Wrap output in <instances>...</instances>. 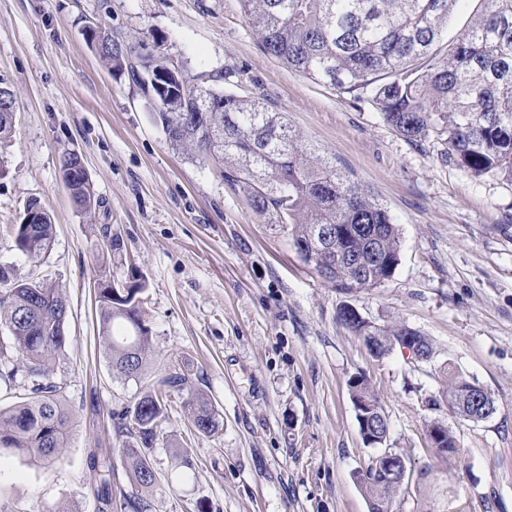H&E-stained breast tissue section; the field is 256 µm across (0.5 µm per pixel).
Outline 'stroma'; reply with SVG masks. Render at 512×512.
Instances as JSON below:
<instances>
[{"label": "stroma", "mask_w": 512, "mask_h": 512, "mask_svg": "<svg viewBox=\"0 0 512 512\" xmlns=\"http://www.w3.org/2000/svg\"><path fill=\"white\" fill-rule=\"evenodd\" d=\"M92 24L178 63L188 84L211 74L218 89L285 113L395 217L394 275L349 294L328 287L288 226L256 214L218 164L168 146L141 91L86 43ZM0 86L16 95L12 135L0 142V264L66 291L57 377L72 418L54 462L0 448V512H102L93 453L112 466L111 512L132 489L128 437L112 414L141 387L113 373L101 346V278L145 280L150 376L185 367L223 421L199 434L171 398L147 451L157 477L147 512H369L356 473L372 450L348 387L361 373L388 417V447L412 470L393 512H512L511 186L448 164L437 138L400 136L370 91L338 90L268 55L239 0H0ZM67 151L83 159L101 208L73 204L60 172ZM31 199L55 226L36 261L2 230L21 223ZM344 303L419 330L433 358L398 347L371 357L338 322ZM452 367L492 396L490 417L449 411ZM436 422L455 435L461 466L429 454Z\"/></svg>", "instance_id": "stroma-1"}]
</instances>
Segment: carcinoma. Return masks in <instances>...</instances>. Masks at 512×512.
I'll use <instances>...</instances> for the list:
<instances>
[{
  "label": "carcinoma",
  "instance_id": "obj_1",
  "mask_svg": "<svg viewBox=\"0 0 512 512\" xmlns=\"http://www.w3.org/2000/svg\"><path fill=\"white\" fill-rule=\"evenodd\" d=\"M460 0H241L249 25L264 51L306 77L338 89H371L385 121L409 141L431 135L444 138L448 163L481 177L494 173L512 185V0H482L475 17L447 52L442 34ZM104 46L97 52L108 70L126 66L119 37L102 30ZM141 69L130 66L129 77L143 87V75L164 62L137 54ZM218 90L205 79L188 91L172 93L154 108L152 118L169 145L200 163L215 162L225 180L240 187L253 209L291 227L301 259L333 288L350 293L374 288L392 276L399 264L400 234L388 209L359 184L336 169L327 156L302 139L280 112L260 102L224 93V110L211 111ZM68 188L84 212L98 207L89 179ZM16 249L30 260L48 253L55 226L48 214L39 224H7ZM117 292V299L98 292L100 340L112 370L125 380L144 373L152 350L151 329L138 294ZM68 300L63 288L48 279L15 276L0 266V316L12 345L0 349V378L10 383L22 374L25 393L0 408V447L13 448L43 463L66 447L71 417L66 387L56 380L57 361L67 336ZM338 321L363 342L373 341L374 357L393 347H407L425 356L433 348L418 330L403 323L377 325L365 317ZM471 383L462 373L448 371L445 399L453 413L475 419V411L495 405L479 389L472 401ZM352 402L367 405L371 428L385 445L389 421L377 392L363 376L349 384ZM186 395L188 420L201 434L221 427L220 414L207 396L193 386L190 374L171 369L148 391L118 414V428L132 441L124 448L131 465L134 491L123 496V512H146L143 493L154 486L151 463L143 449L152 447L165 419L167 402ZM435 457H459L456 439L445 426ZM369 512H392L400 481L370 473L357 476Z\"/></svg>",
  "mask_w": 512,
  "mask_h": 512
}]
</instances>
